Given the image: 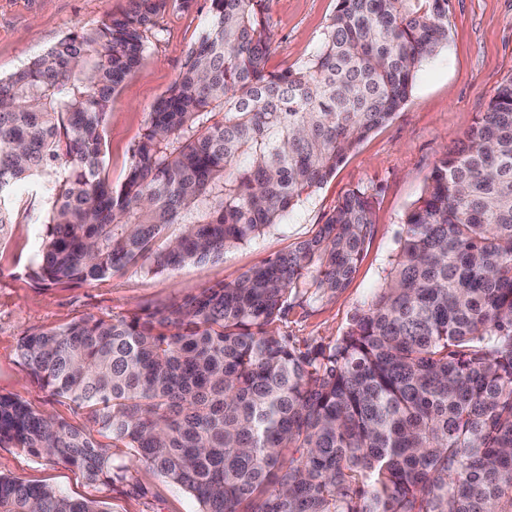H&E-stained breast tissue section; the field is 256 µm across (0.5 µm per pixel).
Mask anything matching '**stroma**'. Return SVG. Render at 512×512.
Masks as SVG:
<instances>
[{
    "label": "stroma",
    "mask_w": 512,
    "mask_h": 512,
    "mask_svg": "<svg viewBox=\"0 0 512 512\" xmlns=\"http://www.w3.org/2000/svg\"><path fill=\"white\" fill-rule=\"evenodd\" d=\"M131 7L132 0H0V77L74 28L97 27ZM335 7L336 0H270L275 30L270 68L302 65ZM208 8V0H195L188 11L167 0L141 65L113 94L104 162L113 183L123 180L130 148L149 112L182 72ZM511 76L512 0H448L447 44L423 63L403 108L362 139L327 182L282 224L227 250L222 261L189 264L163 275L132 268L79 285L34 282L28 269L42 245L47 201L38 183H20L14 197L17 223L0 242V393L19 395L38 410L88 428L83 410L41 388L21 360L18 342L26 331L61 326L89 313L120 317L179 305L203 288L233 282L256 263L294 249L326 221L348 190L365 188L374 196L372 234L347 287L320 303L290 299L288 316L278 325L300 349L334 345L382 284L404 217L443 151L464 138ZM115 454L128 469L126 481L90 486L75 468L7 447H0V475L52 486L74 498L102 500L110 512H199L189 493L149 464L123 448Z\"/></svg>",
    "instance_id": "35a3bbf8"
}]
</instances>
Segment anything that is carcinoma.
Masks as SVG:
<instances>
[{
    "instance_id": "carcinoma-1",
    "label": "carcinoma",
    "mask_w": 512,
    "mask_h": 512,
    "mask_svg": "<svg viewBox=\"0 0 512 512\" xmlns=\"http://www.w3.org/2000/svg\"><path fill=\"white\" fill-rule=\"evenodd\" d=\"M133 3L0 77V241L15 185L43 179L38 283L224 259L390 121L448 39V0H336L307 62L271 70L269 0H211L114 186L108 105L165 6ZM371 211L350 190L312 238L232 284L25 334L37 381L111 443L0 394V447L91 483L125 479V448L200 512H512V77L439 158L367 308L329 349L297 348L274 329L289 297L346 287ZM0 512L108 510L0 476Z\"/></svg>"
}]
</instances>
